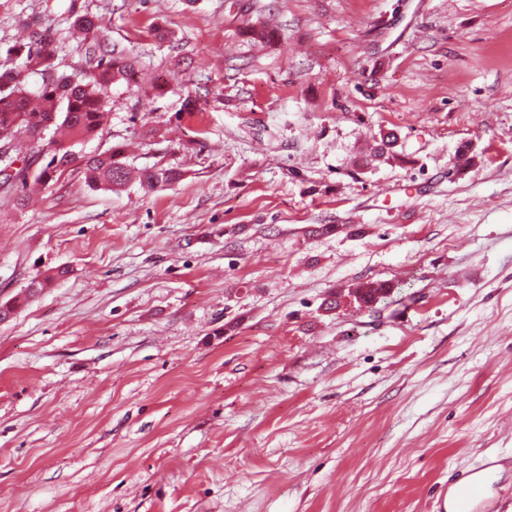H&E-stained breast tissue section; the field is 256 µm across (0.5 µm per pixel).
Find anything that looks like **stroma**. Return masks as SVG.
<instances>
[{
    "label": "stroma",
    "instance_id": "1",
    "mask_svg": "<svg viewBox=\"0 0 512 512\" xmlns=\"http://www.w3.org/2000/svg\"><path fill=\"white\" fill-rule=\"evenodd\" d=\"M72 6L163 91L80 153L182 177L0 186V512H437L488 461L512 512V0H0V47L80 69ZM393 285L387 281H371L360 282L348 296H354L359 307L373 308L381 300L387 299L392 291Z\"/></svg>",
    "mask_w": 512,
    "mask_h": 512
}]
</instances>
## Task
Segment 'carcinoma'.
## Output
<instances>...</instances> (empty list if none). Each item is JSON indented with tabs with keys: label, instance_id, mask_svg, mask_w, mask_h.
<instances>
[{
	"label": "carcinoma",
	"instance_id": "obj_1",
	"mask_svg": "<svg viewBox=\"0 0 512 512\" xmlns=\"http://www.w3.org/2000/svg\"><path fill=\"white\" fill-rule=\"evenodd\" d=\"M251 41L263 43L268 38L267 24L247 18L242 21ZM26 42L6 50L0 59V146L7 143L10 155L0 156V184L9 186L20 181L17 203L25 205L29 190L46 188L58 182L78 159L76 147L93 139L106 123L109 109V90L123 82L139 90L137 57L112 55L108 49L107 28L102 20L89 13L75 12L69 21L70 36L82 38L85 66L80 72L66 75L58 72L57 46L49 27L27 26ZM37 75L41 82L32 88L26 82ZM35 152L47 147V162L33 170H17L22 146ZM88 183L104 190L116 191L137 181L141 189L154 191L179 181L180 173L173 168H151L136 171L114 154L84 157ZM65 271L42 273L27 286L34 295L49 286ZM393 285L387 281L360 282L348 295L355 297L361 307L372 308L388 298Z\"/></svg>",
	"mask_w": 512,
	"mask_h": 512
}]
</instances>
